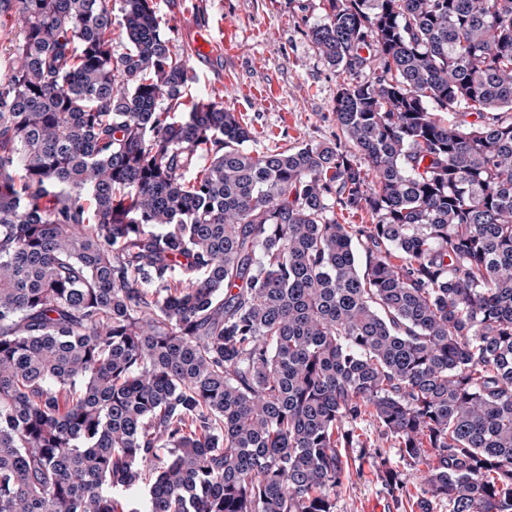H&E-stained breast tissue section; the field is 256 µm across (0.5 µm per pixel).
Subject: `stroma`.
<instances>
[{"label":"stroma","instance_id":"stroma-1","mask_svg":"<svg viewBox=\"0 0 512 512\" xmlns=\"http://www.w3.org/2000/svg\"><path fill=\"white\" fill-rule=\"evenodd\" d=\"M172 30L170 50H193L196 31L208 34L210 57L195 60L189 97L222 98L252 129L246 148L336 139V75L320 59L309 29L321 22L322 0H154ZM361 429L378 450L349 449V471L336 491V512H418L425 466L410 467L373 419ZM397 472L403 488L385 482Z\"/></svg>","mask_w":512,"mask_h":512}]
</instances>
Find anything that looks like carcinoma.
<instances>
[{
	"label": "carcinoma",
	"mask_w": 512,
	"mask_h": 512,
	"mask_svg": "<svg viewBox=\"0 0 512 512\" xmlns=\"http://www.w3.org/2000/svg\"><path fill=\"white\" fill-rule=\"evenodd\" d=\"M323 10L336 142L253 154L154 0H0V512H335L366 417L512 512V0Z\"/></svg>",
	"instance_id": "1"
}]
</instances>
